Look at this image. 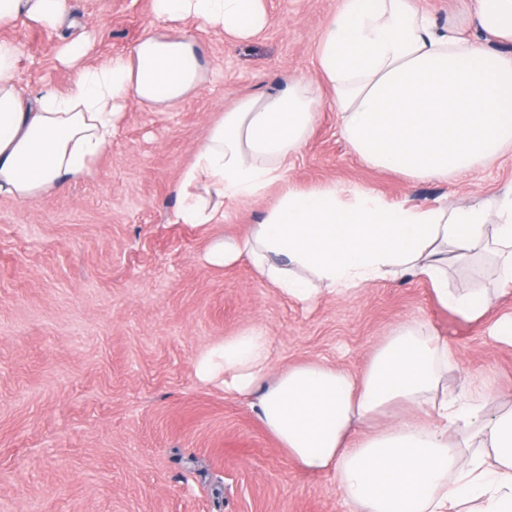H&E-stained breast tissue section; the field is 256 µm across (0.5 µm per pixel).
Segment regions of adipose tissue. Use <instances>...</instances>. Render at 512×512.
Segmentation results:
<instances>
[{
	"label": "adipose tissue",
	"mask_w": 512,
	"mask_h": 512,
	"mask_svg": "<svg viewBox=\"0 0 512 512\" xmlns=\"http://www.w3.org/2000/svg\"><path fill=\"white\" fill-rule=\"evenodd\" d=\"M478 25L512 40V0H478ZM164 30L148 29L128 53L88 61L86 40L63 53L71 86L28 96L19 48L0 39V196L40 199L89 178L131 101L168 109L204 81L207 61L181 27L192 19L238 38L265 28L263 0H151ZM28 22L77 26L67 0H0V29ZM318 67L340 129L368 165L413 181L440 180L512 151V56L437 30L414 0H343L324 25ZM322 101L304 82L278 95H247L226 108L182 170L175 224H220L225 201L265 197L249 235L210 244L206 262H248L301 303L340 296L388 276L428 280L438 301L468 318L491 303L486 289H448V259L491 250L512 286V190L480 206H396L327 184L286 182ZM448 345L414 323L396 326L358 373L303 362L270 386V339L248 330L196 362L225 391H264L257 417L302 471L335 473L360 512H512V410L491 411V392L450 397ZM402 416L383 417L394 407Z\"/></svg>",
	"instance_id": "1"
}]
</instances>
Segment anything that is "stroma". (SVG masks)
Returning a JSON list of instances; mask_svg holds the SVG:
<instances>
[{
	"mask_svg": "<svg viewBox=\"0 0 512 512\" xmlns=\"http://www.w3.org/2000/svg\"><path fill=\"white\" fill-rule=\"evenodd\" d=\"M438 26L512 55V42L475 22L476 0H416ZM341 0H264L258 34L197 30L204 82L177 107L126 109L96 173L43 198L0 197V512H359L335 474H309L278 449L256 394L225 392L197 359L250 328L270 338L271 370L320 361L359 371L398 324L446 339L450 396L492 390L512 409V345L492 336L512 319V290L480 319L442 307L412 277L362 286L304 306L262 283L246 262L222 269L203 253L250 232L266 200L224 205L220 224H174L176 187L224 108L280 94L307 78L324 103L288 162L299 186L336 183L393 204H482L512 187V154L448 181L412 182L352 152L326 98L316 48ZM75 28L19 24L17 76L26 92L68 87L65 43L93 57L129 52L155 26L151 0H72ZM495 285L490 257L451 263L457 292Z\"/></svg>",
	"mask_w": 512,
	"mask_h": 512,
	"instance_id": "1",
	"label": "stroma"
}]
</instances>
